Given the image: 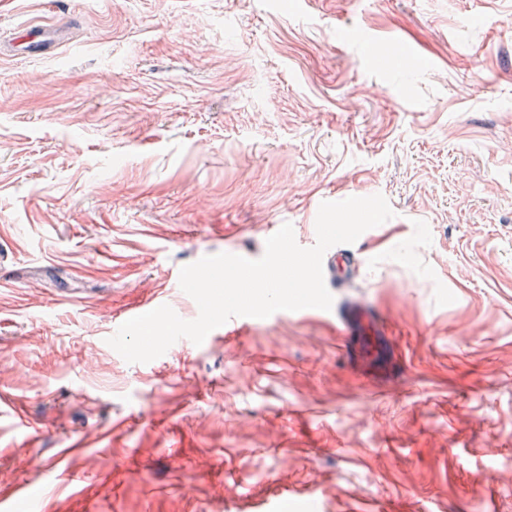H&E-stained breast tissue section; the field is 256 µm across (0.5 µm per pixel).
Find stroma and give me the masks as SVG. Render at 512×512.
Returning a JSON list of instances; mask_svg holds the SVG:
<instances>
[{"instance_id":"stroma-1","label":"stroma","mask_w":512,"mask_h":512,"mask_svg":"<svg viewBox=\"0 0 512 512\" xmlns=\"http://www.w3.org/2000/svg\"><path fill=\"white\" fill-rule=\"evenodd\" d=\"M0 39V495L512 512V0H0ZM378 193L331 294L394 348L379 378L317 308L108 345L150 300L198 316L181 267Z\"/></svg>"}]
</instances>
